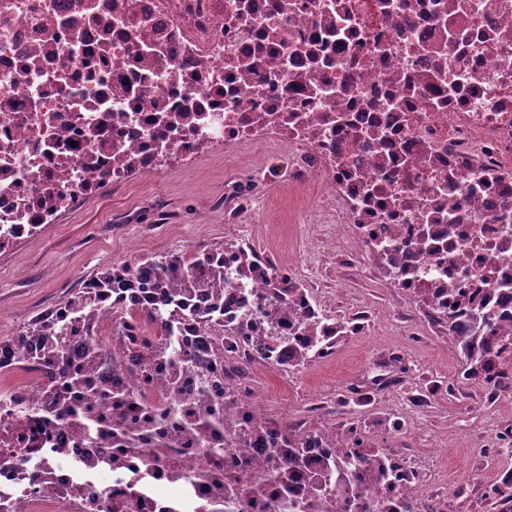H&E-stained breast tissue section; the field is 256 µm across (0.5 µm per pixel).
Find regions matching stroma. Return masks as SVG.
<instances>
[{
    "label": "stroma",
    "instance_id": "1",
    "mask_svg": "<svg viewBox=\"0 0 512 512\" xmlns=\"http://www.w3.org/2000/svg\"><path fill=\"white\" fill-rule=\"evenodd\" d=\"M258 157L267 164L268 178L265 206L259 222L251 226L252 234L284 257L296 255L292 215L303 195L288 184L287 154L263 157L250 149L236 159L206 158L186 174L109 186L62 214L39 236L0 253V324L8 330L22 328L80 288L83 279L130 254L189 255L201 247L223 246L225 231L243 227L224 209V179L243 174ZM399 342L376 326L369 335L346 340L335 358L303 368L293 382L268 375L263 386L267 405L283 414L299 412L365 369L378 346ZM420 432L447 435L448 445L437 455L449 480L491 485L492 472L471 470L464 433L454 415L436 409L424 418Z\"/></svg>",
    "mask_w": 512,
    "mask_h": 512
}]
</instances>
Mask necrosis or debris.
<instances>
[{"label":"necrosis or debris","mask_w":512,"mask_h":512,"mask_svg":"<svg viewBox=\"0 0 512 512\" xmlns=\"http://www.w3.org/2000/svg\"><path fill=\"white\" fill-rule=\"evenodd\" d=\"M288 152L306 191L299 257L236 234L224 246V316L210 289L177 325L182 361L119 303L106 331L71 333L76 382L47 375L40 344L0 342V512H463L409 451L439 398L466 386L492 413L458 414L473 470L512 483V0H0V252L105 185L169 178L206 157ZM264 163L224 184V208L257 215ZM390 292L328 316L329 257ZM287 284L279 292V284ZM497 312L505 350L488 370L392 387L394 347L308 415L269 412L262 380L297 372L307 338L335 355L369 327L414 343L464 335ZM64 395L76 410L45 406ZM364 454L348 495L325 483Z\"/></svg>","instance_id":"necrosis-or-debris-1"}]
</instances>
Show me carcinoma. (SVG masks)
<instances>
[{
	"label": "carcinoma",
	"mask_w": 512,
	"mask_h": 512,
	"mask_svg": "<svg viewBox=\"0 0 512 512\" xmlns=\"http://www.w3.org/2000/svg\"><path fill=\"white\" fill-rule=\"evenodd\" d=\"M142 273L153 279L158 290L169 301L179 302L180 310L187 309L189 299L197 288H210L213 293L212 310L224 307V289L217 284L224 282V250L201 248L190 256L171 253L160 257H147L140 260ZM197 267L208 270L210 281L195 279L192 272ZM120 282V273L111 267L104 268L84 281L81 288L63 300L66 312L76 322L88 330L98 327L96 304L112 298L115 284ZM179 310L164 312L158 308L148 311L149 321L154 325L164 348H171L175 343L174 320ZM495 311L487 308L472 315L476 336H455L453 341L460 349L466 364L476 369L485 366V357L495 347L498 336L495 335L493 317ZM67 325L51 326L49 313L36 316L19 331L15 337L17 343L24 342V337L34 336L41 341V355L48 372L62 378L71 376L69 371V354L64 344Z\"/></svg>",
	"instance_id": "1"
}]
</instances>
